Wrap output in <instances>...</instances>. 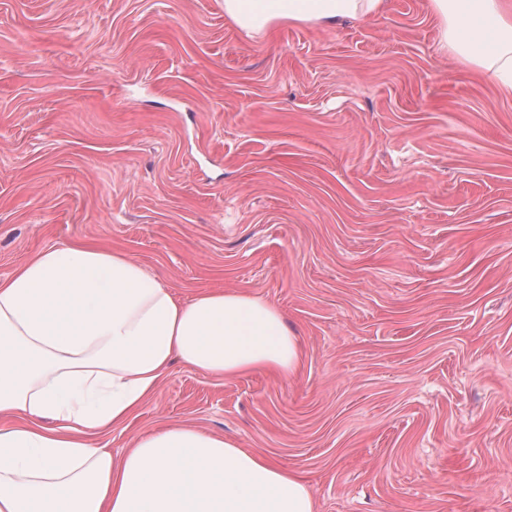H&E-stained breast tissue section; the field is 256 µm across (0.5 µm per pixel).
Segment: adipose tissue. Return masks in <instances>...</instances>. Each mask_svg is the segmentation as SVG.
Wrapping results in <instances>:
<instances>
[{"label": "adipose tissue", "mask_w": 512, "mask_h": 512, "mask_svg": "<svg viewBox=\"0 0 512 512\" xmlns=\"http://www.w3.org/2000/svg\"><path fill=\"white\" fill-rule=\"evenodd\" d=\"M442 49L512 97V0H429ZM386 0H224L247 34L334 26ZM299 342L273 305L238 290L188 301L128 254L50 248L0 280V512H316L293 470L186 425L123 455L88 436L123 424L173 360L218 378L292 375Z\"/></svg>", "instance_id": "adipose-tissue-1"}]
</instances>
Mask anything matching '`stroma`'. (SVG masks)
<instances>
[{
	"label": "stroma",
	"instance_id": "1",
	"mask_svg": "<svg viewBox=\"0 0 512 512\" xmlns=\"http://www.w3.org/2000/svg\"><path fill=\"white\" fill-rule=\"evenodd\" d=\"M428 0L249 35L224 0H0V279L126 252L278 308L287 378L173 363L124 425L295 471L317 512H512V98Z\"/></svg>",
	"mask_w": 512,
	"mask_h": 512
}]
</instances>
